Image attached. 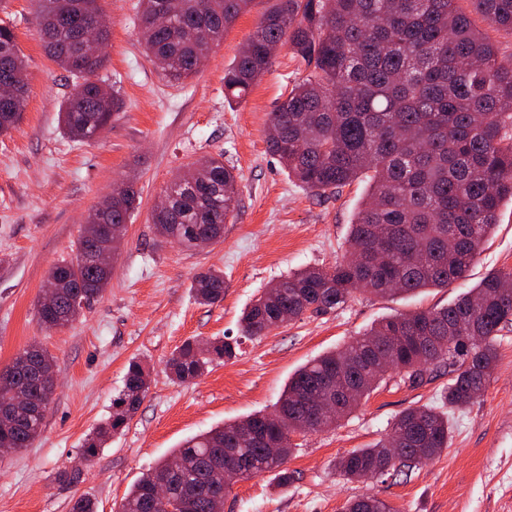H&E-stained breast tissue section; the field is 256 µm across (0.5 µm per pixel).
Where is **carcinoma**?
Segmentation results:
<instances>
[{
    "label": "carcinoma",
    "instance_id": "obj_1",
    "mask_svg": "<svg viewBox=\"0 0 512 512\" xmlns=\"http://www.w3.org/2000/svg\"><path fill=\"white\" fill-rule=\"evenodd\" d=\"M36 27L47 55L74 79L60 119L70 138L88 143L122 109L115 92L98 79L106 59L81 52L86 29L103 19L100 0H38ZM253 0H141L138 35L150 61L183 81L224 37ZM467 6H462V3ZM174 11L165 25L152 17ZM480 17L485 27L475 23ZM512 32V0H276L224 73V91L242 100L268 70L272 48L288 44L311 73L295 84L270 118L269 151L310 192L322 195L369 175L370 190L350 231L351 258L331 268L306 267L271 283L247 308L241 332L261 337L306 312L321 313L347 302L354 292L376 296L446 288L462 280L497 224L504 201H512V58L498 54L492 33ZM24 88L14 102H0V136L15 130L30 85L25 56L12 24L0 23V83ZM235 168L224 155L189 163L167 191L168 206L152 223L177 224L184 247L224 237L237 203ZM139 193L126 182L108 210L89 214L74 257L51 267V309L38 308L47 329L70 325L109 283L112 270L96 266L93 254L106 243L104 226L125 225ZM196 300L224 299V273L209 270L192 282ZM512 321V272L494 273L447 307L385 319L341 349L327 352L288 380L275 411L278 423L255 414L186 439L129 491L117 512H147L149 486L180 463L169 482L176 512H215L224 492V449H238L242 479L279 471L293 446L283 430L305 433L332 426L356 409L389 369L423 383L442 366L454 373L445 400L463 410L481 396L497 361L496 342ZM235 355V344L216 339L208 353L187 341L170 358L171 376L195 380L215 362ZM10 381L0 383V404L20 400L18 417L0 415V443L28 448L41 433L55 393L54 357L31 344L12 360ZM149 390V370L128 365L112 417L85 441L94 458L123 428ZM343 398L334 417L313 411L314 399ZM400 443L380 441L338 461L350 480L399 475L448 447V416L433 407L410 408L392 425ZM344 512H395L375 497L347 502Z\"/></svg>",
    "mask_w": 512,
    "mask_h": 512
}]
</instances>
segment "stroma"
Masks as SVG:
<instances>
[{"instance_id": "35a3bbf8", "label": "stroma", "mask_w": 512, "mask_h": 512, "mask_svg": "<svg viewBox=\"0 0 512 512\" xmlns=\"http://www.w3.org/2000/svg\"><path fill=\"white\" fill-rule=\"evenodd\" d=\"M138 0H102L109 19L99 77L123 108L92 143L65 135L58 112L72 80L46 54L34 24L36 0H0L27 63L30 93L16 130L0 136V367L29 344L55 358L59 387L31 447L0 454V512H70L84 495L97 512H116L132 486L187 438L274 409L289 378L383 318L440 307L489 274L512 272V203L466 278L445 288L377 297L354 293L343 306L306 313L259 338L241 333L244 310L273 281L299 269L331 267L350 252V224L369 189L362 176L323 195L305 189L267 147L271 112L309 69L289 45L241 101L224 96V72L275 0H253L225 31L199 72L169 81L137 35ZM223 154L238 174L234 223L222 242L188 250L160 241L151 214L175 176L196 159ZM135 180L138 206L112 258L102 295L72 325L46 329L37 301L51 266L73 256L89 213L113 185ZM224 273V299L196 300L194 277ZM226 339L236 354L200 378L172 380L167 362L188 340ZM497 362L483 395L450 415L448 447L408 475L349 481L336 464L375 444L407 409L441 407L451 375L432 372L417 386L402 373L384 381L336 426L302 435L287 468L234 483L224 512H343L347 501L376 497L396 512H512V326L497 339ZM150 369V387L126 426L89 463L88 435L112 414L131 361ZM81 464L73 487L61 469Z\"/></svg>"}]
</instances>
